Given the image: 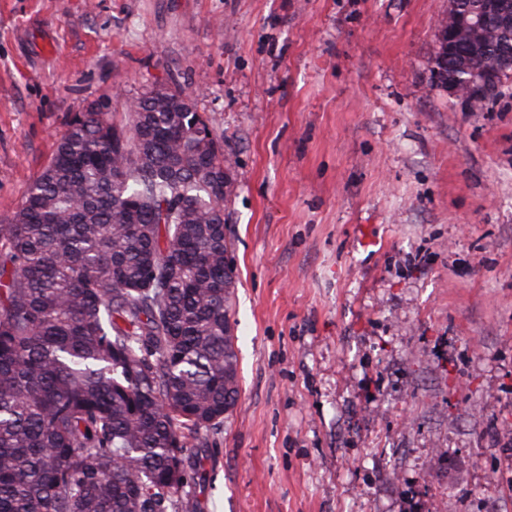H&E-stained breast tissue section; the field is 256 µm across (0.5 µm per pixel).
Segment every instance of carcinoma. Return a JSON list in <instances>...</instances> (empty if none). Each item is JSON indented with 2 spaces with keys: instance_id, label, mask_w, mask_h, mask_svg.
<instances>
[{
  "instance_id": "obj_1",
  "label": "carcinoma",
  "mask_w": 512,
  "mask_h": 512,
  "mask_svg": "<svg viewBox=\"0 0 512 512\" xmlns=\"http://www.w3.org/2000/svg\"><path fill=\"white\" fill-rule=\"evenodd\" d=\"M443 82L512 68V0ZM92 107L0 224V512H173L182 455L238 401L224 135L179 90Z\"/></svg>"
}]
</instances>
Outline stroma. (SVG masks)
<instances>
[{
	"label": "stroma",
	"mask_w": 512,
	"mask_h": 512,
	"mask_svg": "<svg viewBox=\"0 0 512 512\" xmlns=\"http://www.w3.org/2000/svg\"><path fill=\"white\" fill-rule=\"evenodd\" d=\"M448 0H0V221L71 117L224 136L240 396L176 512H512V82L433 86Z\"/></svg>",
	"instance_id": "1"
}]
</instances>
